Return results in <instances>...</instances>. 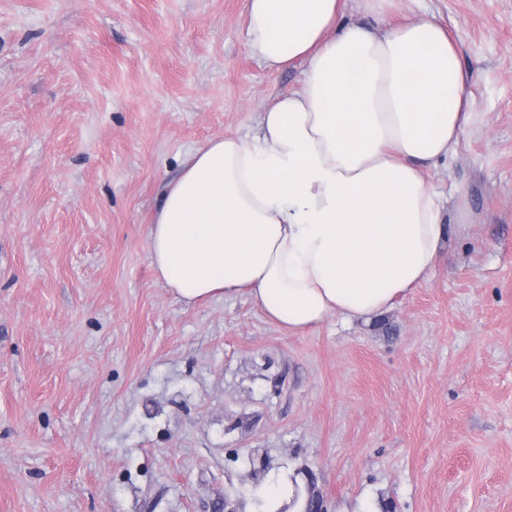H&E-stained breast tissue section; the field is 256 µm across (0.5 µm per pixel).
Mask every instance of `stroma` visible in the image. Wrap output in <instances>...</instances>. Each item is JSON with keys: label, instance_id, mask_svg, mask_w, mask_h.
<instances>
[{"label": "stroma", "instance_id": "obj_1", "mask_svg": "<svg viewBox=\"0 0 512 512\" xmlns=\"http://www.w3.org/2000/svg\"><path fill=\"white\" fill-rule=\"evenodd\" d=\"M475 76L429 169L476 220L371 323L183 304L149 230L186 153L298 87L248 0H0V512H512V0H421ZM294 497V488L292 483L288 480L279 479L277 483L271 485L267 490L266 505L268 510L265 512H277L283 508L285 503H291Z\"/></svg>", "mask_w": 512, "mask_h": 512}]
</instances>
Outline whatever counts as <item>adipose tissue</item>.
I'll return each instance as SVG.
<instances>
[{
	"label": "adipose tissue",
	"mask_w": 512,
	"mask_h": 512,
	"mask_svg": "<svg viewBox=\"0 0 512 512\" xmlns=\"http://www.w3.org/2000/svg\"><path fill=\"white\" fill-rule=\"evenodd\" d=\"M365 2L371 26L345 22L343 0H249V51L300 68L301 85L264 105L256 135L210 139L166 184L149 254L180 301L244 294L291 332L367 321L468 233L465 187L445 210L425 172L474 122L472 77L447 27Z\"/></svg>",
	"instance_id": "ef3b65f1"
}]
</instances>
